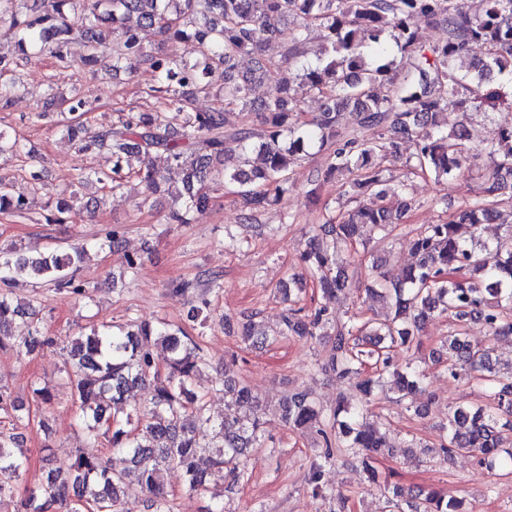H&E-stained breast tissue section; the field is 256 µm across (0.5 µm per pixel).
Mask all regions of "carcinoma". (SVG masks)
Masks as SVG:
<instances>
[{
  "mask_svg": "<svg viewBox=\"0 0 512 512\" xmlns=\"http://www.w3.org/2000/svg\"><path fill=\"white\" fill-rule=\"evenodd\" d=\"M75 2L42 0L37 11L11 14L8 30L24 53L48 52L62 59L63 48L81 38L85 68L92 70L110 58L114 70L139 63L157 74L160 86L152 91L162 94L167 114L131 112L93 139L80 140L78 150L111 155L112 168L98 181L114 191L133 174L153 193L161 191L172 174L181 175L182 188L174 191V207L167 216L171 224L189 223L190 215L208 206L212 193L222 188L233 190L251 210L270 205L293 188L292 167L310 145L326 146L337 136L342 112H356L368 137L334 143L326 176L347 174L353 199L373 194L381 204L357 206L336 223L319 225L302 254L301 279L325 301L347 288L348 266L359 249H367L361 229L372 239H383L410 210L401 197L386 200L381 160L397 155L401 141L412 138L414 169L442 184L464 176L473 157L469 112L501 98L492 87L494 77L512 78V0H485L481 15L470 14L463 0H83L86 6L73 18ZM290 16L298 25L281 55L285 76L258 108L260 128L230 126L227 112L253 107L249 84L263 68L259 61L257 68L238 75L242 56L261 52L266 38ZM417 19L445 31V40L422 45ZM312 25L325 31V45L314 63L304 55ZM146 30L185 44V54L174 58L148 51L141 38ZM387 37L413 59L416 71H431L432 80L424 89L417 90L409 73L396 82L394 61L386 59ZM295 80L307 94L326 99L323 112L311 122L302 120L293 104L290 86ZM201 93L220 105L196 111L193 102ZM61 104L72 120L67 132L74 135L87 120L86 103L73 95ZM449 109L462 113V120L447 130L438 117ZM228 139L241 147L233 169L224 157ZM484 151L492 170L480 195L447 222L428 224L413 237L417 261L401 281H374L370 291L385 302V314L354 317L338 326L326 305L308 310L301 306L306 288L288 289V309L277 336L329 338L327 366L338 379L354 382L364 408L351 409L339 401L328 410L300 392L285 397L281 420L291 430L321 437L324 461L338 453L351 455L375 484L378 472L372 462L386 445V426L383 414L373 408L374 391L386 376L394 378L404 398L422 391L423 371L409 363L398 368L394 351L420 346L424 324L440 316L450 321L444 340L452 354L448 375L477 380L491 390L486 402L448 410V438L438 445L440 453L445 459L454 453L472 454L485 468L512 474V365L498 371L494 347L473 344L466 336L472 324L482 325L494 340L512 336V225L493 242L480 237L481 225L495 220L497 206L512 203V124L497 127ZM156 153L165 155V168L153 164ZM26 205L24 198L0 184V213L21 212ZM81 210V201L73 195L59 203L55 222ZM85 253L83 246L61 255L1 250L0 283L9 285L25 276L83 296L86 289L75 283L70 268ZM24 311L14 304L10 290L0 289V350L34 352L59 345L58 337L38 325L26 336L13 335L12 323ZM240 338L252 348L270 341L252 317L242 323ZM158 344L169 353L164 372L152 350ZM61 350L87 440L102 439L110 449L125 452L128 468L114 471L104 458L75 449L66 470H50L38 486L25 489V512H55L59 505L75 512L78 502L134 512L142 494L148 495V512H174L163 482V471L170 466L183 470L190 495L205 494L214 472L229 474L239 484L249 480L244 458L263 447L260 399L226 373L220 379L224 398L248 413L211 422L205 398L192 388L207 360L197 339L182 327L135 321L117 328L103 325ZM150 377L154 394L141 413L118 407L129 390ZM23 410L0 387V415L20 423ZM187 412L211 425L213 443H201L195 429L183 423ZM29 461L30 449L0 431V497L18 491ZM321 472V463H310L313 494L337 501L339 512H345L349 498L324 486ZM383 495L389 512L404 503L410 512H468L464 500L450 491H414L385 481Z\"/></svg>",
  "mask_w": 512,
  "mask_h": 512,
  "instance_id": "obj_1",
  "label": "carcinoma"
}]
</instances>
